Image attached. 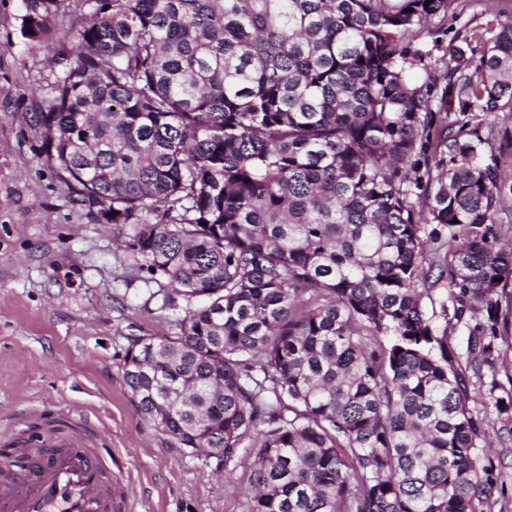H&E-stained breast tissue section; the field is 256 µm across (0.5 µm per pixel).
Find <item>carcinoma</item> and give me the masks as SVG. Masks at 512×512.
<instances>
[{"mask_svg":"<svg viewBox=\"0 0 512 512\" xmlns=\"http://www.w3.org/2000/svg\"><path fill=\"white\" fill-rule=\"evenodd\" d=\"M64 2L25 0L30 40ZM451 2L83 0L35 113L73 197L200 301L129 339L124 379L181 448L254 437L248 512L489 499L467 370L512 435V377L481 374L512 351V21L437 74L419 39Z\"/></svg>","mask_w":512,"mask_h":512,"instance_id":"obj_1","label":"carcinoma"}]
</instances>
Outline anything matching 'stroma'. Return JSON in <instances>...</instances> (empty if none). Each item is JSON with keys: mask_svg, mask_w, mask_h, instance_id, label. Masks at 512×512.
<instances>
[{"mask_svg": "<svg viewBox=\"0 0 512 512\" xmlns=\"http://www.w3.org/2000/svg\"><path fill=\"white\" fill-rule=\"evenodd\" d=\"M22 0H0V437L58 415L92 423L121 491L120 512H247L252 448L231 462L181 448L145 419L125 383L128 340L171 339L188 303L148 273L114 226L73 201L44 161L32 115L51 95L69 39L25 38ZM512 17V0H454L444 26ZM482 416L474 454L493 470L487 512H512V438Z\"/></svg>", "mask_w": 512, "mask_h": 512, "instance_id": "obj_1", "label": "stroma"}]
</instances>
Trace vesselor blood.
<instances>
[{
  "mask_svg": "<svg viewBox=\"0 0 512 512\" xmlns=\"http://www.w3.org/2000/svg\"><path fill=\"white\" fill-rule=\"evenodd\" d=\"M8 512H117L112 473L92 437L53 427L0 481Z\"/></svg>",
  "mask_w": 512,
  "mask_h": 512,
  "instance_id": "obj_1",
  "label": "vessel or blood"
}]
</instances>
